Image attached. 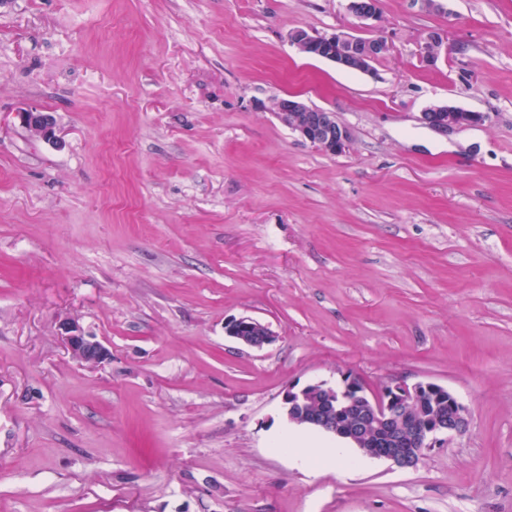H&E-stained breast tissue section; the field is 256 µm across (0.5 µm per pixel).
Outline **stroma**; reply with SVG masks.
I'll return each instance as SVG.
<instances>
[{
    "label": "stroma",
    "mask_w": 512,
    "mask_h": 512,
    "mask_svg": "<svg viewBox=\"0 0 512 512\" xmlns=\"http://www.w3.org/2000/svg\"><path fill=\"white\" fill-rule=\"evenodd\" d=\"M378 6L0 0V512H512V0ZM296 28L390 49L345 71ZM290 94L345 152L279 122ZM433 103L486 120L440 134ZM350 376L443 385L469 426L411 469H299L285 390ZM276 117L298 136L325 153L337 155L348 146L344 127L335 112L305 104L296 96L276 100L272 105ZM20 122L31 132L44 139L53 140L56 138L53 118L45 112L37 110L20 112ZM58 330L63 344L78 364L99 367L111 359V351L94 336H89L77 319L60 320ZM225 332L237 342L253 348L268 345L275 338L268 326L250 317H240L230 321L225 327Z\"/></svg>",
    "instance_id": "1"
}]
</instances>
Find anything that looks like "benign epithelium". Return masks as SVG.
Listing matches in <instances>:
<instances>
[{
  "label": "benign epithelium",
  "instance_id": "1",
  "mask_svg": "<svg viewBox=\"0 0 512 512\" xmlns=\"http://www.w3.org/2000/svg\"><path fill=\"white\" fill-rule=\"evenodd\" d=\"M346 10L359 20L374 19L378 14V0H346ZM288 39L306 56L323 58L342 69L366 74L373 73V61L389 51L383 39L363 41L342 29L312 34L298 28L290 32ZM445 48L441 34L430 32L422 46L424 62L434 64ZM272 111L302 140L325 153L337 155L348 146L346 130L333 112L309 106L295 96L276 100ZM18 116L31 132L48 140L56 138L49 114L31 110ZM420 120L435 130L446 131L481 124L485 116L446 103L428 106L421 112ZM58 330L78 364L99 367L111 359V351L88 335L77 319L60 320ZM225 332L253 348L268 345L275 338L268 326L250 317L230 321ZM283 409L290 422H309L333 435L337 434L336 425L341 424L342 438H374L373 447L363 449L364 455L387 460L400 469L415 467L423 451L432 447L439 437L451 439L463 434L469 425L466 406L447 388L431 382L409 385L393 381L383 388L381 396L372 398L356 378L348 380L339 394L321 383L310 384L299 390L288 389L283 395Z\"/></svg>",
  "mask_w": 512,
  "mask_h": 512
}]
</instances>
